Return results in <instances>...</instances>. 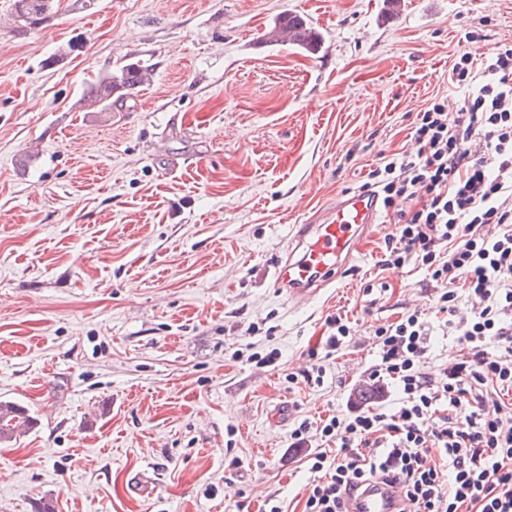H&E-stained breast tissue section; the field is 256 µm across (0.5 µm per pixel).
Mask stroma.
<instances>
[{"label":"stroma","instance_id":"stroma-1","mask_svg":"<svg viewBox=\"0 0 512 512\" xmlns=\"http://www.w3.org/2000/svg\"><path fill=\"white\" fill-rule=\"evenodd\" d=\"M286 11L318 53L262 42ZM504 39L512 0H57L37 28L0 27V400L36 420L0 443V512H302L293 430L381 407L374 330L433 290L414 265L381 269L384 214L304 305L275 265L410 147L416 112L456 102L457 57ZM136 61L150 84L89 111V85ZM339 314L353 339L330 353ZM429 326L437 379L460 346ZM314 366L322 384L289 383Z\"/></svg>","mask_w":512,"mask_h":512}]
</instances>
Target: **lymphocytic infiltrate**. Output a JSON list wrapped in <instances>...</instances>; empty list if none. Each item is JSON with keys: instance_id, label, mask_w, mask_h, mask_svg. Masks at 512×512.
Instances as JSON below:
<instances>
[{"instance_id": "obj_1", "label": "lymphocytic infiltrate", "mask_w": 512, "mask_h": 512, "mask_svg": "<svg viewBox=\"0 0 512 512\" xmlns=\"http://www.w3.org/2000/svg\"><path fill=\"white\" fill-rule=\"evenodd\" d=\"M460 93L416 113L412 148L370 177L396 231L382 266L424 270L462 352L433 380L425 370L428 320L413 312L376 327L373 382L398 405L361 407L292 432L308 453L303 512H348L376 484L401 485L409 512H512V44L460 55L449 72Z\"/></svg>"}]
</instances>
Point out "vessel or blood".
Returning a JSON list of instances; mask_svg holds the SVG:
<instances>
[{
	"instance_id": "vessel-or-blood-1",
	"label": "vessel or blood",
	"mask_w": 512,
	"mask_h": 512,
	"mask_svg": "<svg viewBox=\"0 0 512 512\" xmlns=\"http://www.w3.org/2000/svg\"><path fill=\"white\" fill-rule=\"evenodd\" d=\"M379 221L378 198L368 188L337 198L322 220L299 225L275 267L272 286L295 305L318 296L349 268L358 240ZM399 487L380 486L349 504L350 512H402Z\"/></svg>"
}]
</instances>
